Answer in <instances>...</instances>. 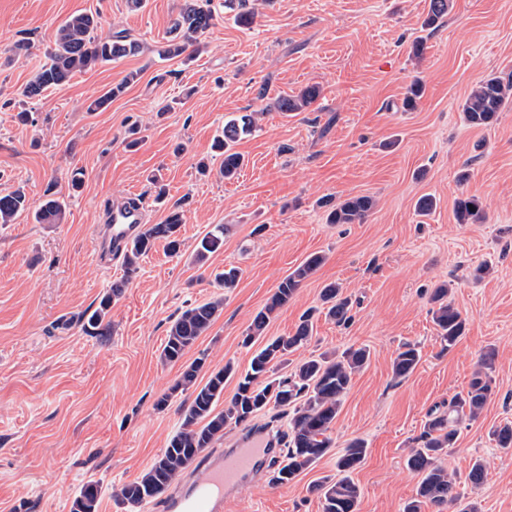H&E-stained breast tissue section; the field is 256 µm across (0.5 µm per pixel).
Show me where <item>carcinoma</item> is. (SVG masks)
<instances>
[{"instance_id": "carcinoma-1", "label": "carcinoma", "mask_w": 512, "mask_h": 512, "mask_svg": "<svg viewBox=\"0 0 512 512\" xmlns=\"http://www.w3.org/2000/svg\"><path fill=\"white\" fill-rule=\"evenodd\" d=\"M451 7V0H429L424 28L432 29ZM215 19L210 0H184L172 20L169 36L158 54L174 58L187 49L200 52L198 36L208 31ZM100 22L92 13L81 12L69 16L56 29L53 45L46 50L47 61L25 85L22 95L37 100L51 87L66 83L75 73L85 71L105 62L116 61L134 54L139 44L125 35L102 38L96 34ZM120 83L106 94L95 99L87 107L90 112L105 108L112 98L123 92ZM320 96V88L307 86L296 95L278 96L273 107L287 116L309 108ZM512 105V78L489 76L471 89L463 103L466 121L475 127H487L497 119L498 113ZM256 112H248L224 122V134L214 144V151L221 157L220 173L224 179L234 178L244 165V156L235 150L236 144L257 129ZM374 201L366 195L347 197L329 208L330 224H355L362 222L370 213ZM30 209L26 195L15 190L0 195V225L12 224ZM455 217L460 224H474L483 219V205L474 196H460L454 204ZM65 213V203L48 192L34 212L39 224H56ZM183 214L173 209L160 224H153L140 233L125 247L123 254L126 273L137 272L139 261L157 242L163 241L170 253L180 252L179 238ZM224 245V227L218 226L199 241L193 254L197 263ZM324 256L314 253L308 256L276 286L266 304L254 316L243 344L251 345L260 338L274 315L296 295L301 284L323 264ZM126 282L112 284L99 306L89 314H83L84 331L105 336L110 328L107 315L112 302L119 299ZM326 316L337 325H345L351 319V298L343 295L336 283L326 285L320 294ZM431 301L435 304L434 323L439 337L446 347L453 346L464 335L466 319L448 302V286L434 288ZM223 307V299L189 306L173 320L162 349L161 359L167 363L179 362L196 340L213 325ZM314 311L302 317L295 332L290 336L269 339L251 358L248 370L238 376L230 362L213 370L204 385L196 384L205 357H198L185 366L180 379L170 392L162 394L155 407L168 405L171 394L178 390H192L191 401L182 405L180 429L169 439L154 463L140 478L121 486L115 496L131 507L146 504L166 492L169 487L198 462L200 455L222 437L230 425L246 426L269 402L288 408L287 430L283 432L286 453L275 471L273 482L279 485L293 482L301 473L311 468L330 453L333 447L331 431L340 411L343 398L352 386L356 373L369 361L365 348H349L341 355L323 353L301 362L295 371L282 378H273L274 366L287 360L289 354L306 344L312 336ZM421 359L414 343L400 346L392 361V371L397 377L412 374ZM238 377L236 391L225 404L224 410L215 411L224 395V383ZM493 352L485 353L481 369L476 372L466 394L448 403V409L430 411L420 436V446L411 450L407 459L410 470L420 476L415 496L404 506L403 512H424L436 507L450 508L454 512H476L470 506H460L456 491V474L442 466L441 458L454 447L458 424L462 417L476 418L493 394ZM492 439L500 448H512V425L498 426L491 431ZM367 448L363 441L352 440L336 459L338 477L325 479L314 486L322 500L323 512H357L360 488L351 474L363 463ZM99 496L97 485L88 484L72 502V512H96Z\"/></svg>"}]
</instances>
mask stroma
I'll return each instance as SVG.
<instances>
[{
	"mask_svg": "<svg viewBox=\"0 0 512 512\" xmlns=\"http://www.w3.org/2000/svg\"><path fill=\"white\" fill-rule=\"evenodd\" d=\"M452 3L430 32L421 27L428 0H256L249 29L234 24L224 0H213L206 48L188 61L157 54L183 0H147L139 10L126 0H0V194L20 187L36 204L50 188L66 202L62 223L23 217L0 227V512H71L89 483L100 489L98 512H160L161 500L133 508L113 494L180 428L187 393L162 410L157 399L199 356L202 383L228 362L245 371L253 350L242 340L254 314L314 253L323 264L265 337L293 333L331 282L351 296L352 319L339 326L315 315L311 340L276 366V376L350 347H367L370 362L343 401L330 454L292 483H244L224 512H322L311 487L335 477L337 455L356 438L367 445L353 474L358 512H402L418 483L407 458L429 411L465 393L491 349L494 393L478 418L462 419L445 464L459 476L464 503L512 512V448L489 437L492 427L512 423V107L487 128L470 126L462 112L477 81L512 76V0ZM86 11L99 12V36L131 35L140 51L25 101L21 90L45 63L55 29ZM419 38L426 49L418 59ZM22 40L30 53L13 54ZM417 78L425 94L404 110ZM121 82L122 94L89 111ZM312 84L321 94L307 110L290 117L270 110L271 98ZM24 109L33 118L27 125L16 119ZM241 112L264 119L239 142L245 165L227 181L211 145L225 119ZM203 159L205 174L197 169ZM77 168L84 178L75 191ZM154 176L165 201L156 199ZM425 194L437 207L421 217L415 203ZM463 194L480 198L482 222L457 223L454 202ZM133 195L146 200L145 224L162 223L176 203L184 224L180 254L156 245L129 276L121 254H105L101 243L108 203ZM359 195L375 202L362 222L327 223V200ZM218 224L223 247L205 265L192 263L198 241ZM485 261L491 272L474 279ZM230 266L242 274L212 327L183 363L163 362L172 320L213 297L214 273ZM121 280L109 333L87 335L82 314ZM443 283L467 319L464 336L447 349L430 302ZM406 342L418 344L421 360L398 378L392 360ZM476 458L487 470L478 486L466 479Z\"/></svg>",
	"mask_w": 512,
	"mask_h": 512,
	"instance_id": "obj_1",
	"label": "stroma"
}]
</instances>
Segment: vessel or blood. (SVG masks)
Here are the masks:
<instances>
[{
    "label": "vessel or blood",
    "mask_w": 512,
    "mask_h": 512,
    "mask_svg": "<svg viewBox=\"0 0 512 512\" xmlns=\"http://www.w3.org/2000/svg\"><path fill=\"white\" fill-rule=\"evenodd\" d=\"M108 234L104 248L120 251L142 230V210L137 203H121L107 211ZM276 454L271 433L248 436L240 447L229 448L204 464L202 477L166 497L164 512H224L230 493L269 464Z\"/></svg>",
    "instance_id": "obj_1"
}]
</instances>
